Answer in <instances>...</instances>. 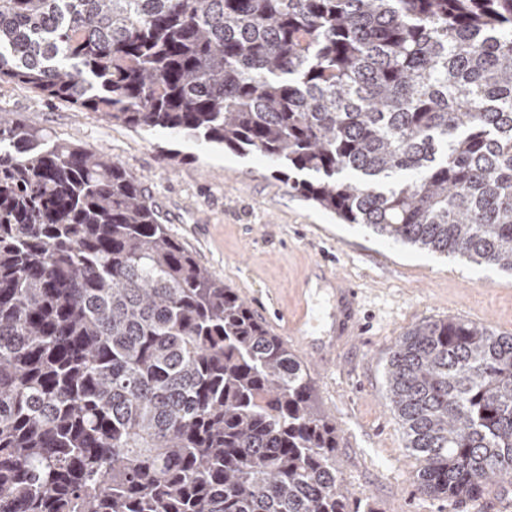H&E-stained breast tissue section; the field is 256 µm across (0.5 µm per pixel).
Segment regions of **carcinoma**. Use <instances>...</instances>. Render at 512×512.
Returning a JSON list of instances; mask_svg holds the SVG:
<instances>
[{
  "mask_svg": "<svg viewBox=\"0 0 512 512\" xmlns=\"http://www.w3.org/2000/svg\"><path fill=\"white\" fill-rule=\"evenodd\" d=\"M0 82L255 152L395 243L512 273V0H0ZM422 492L512 478V335L398 337ZM310 369L104 152L0 113V512H352Z\"/></svg>",
  "mask_w": 512,
  "mask_h": 512,
  "instance_id": "carcinoma-1",
  "label": "carcinoma"
}]
</instances>
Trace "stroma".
<instances>
[{"instance_id":"1","label":"stroma","mask_w":512,"mask_h":512,"mask_svg":"<svg viewBox=\"0 0 512 512\" xmlns=\"http://www.w3.org/2000/svg\"><path fill=\"white\" fill-rule=\"evenodd\" d=\"M0 112L54 142L108 153L142 178L169 234L310 367L317 404L338 429L336 466L350 502L374 512H512V480L490 484L475 502L422 493L420 461L404 447L385 386L392 344L421 322L456 317L512 334L511 274L343 223L255 153L135 131L15 83H0ZM343 286L360 290L367 331L334 327L330 309ZM303 313L310 322L299 340L289 324ZM323 353L334 366L320 361Z\"/></svg>"}]
</instances>
